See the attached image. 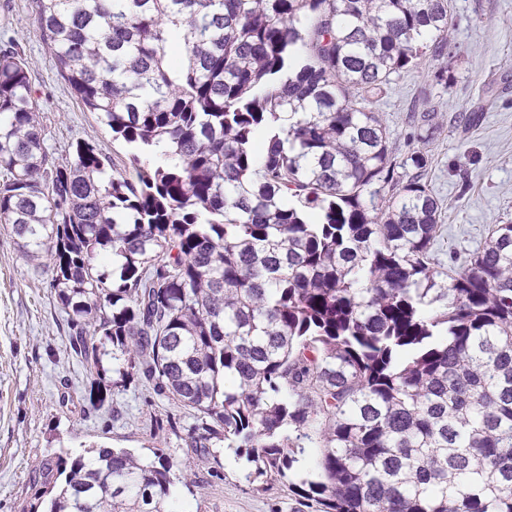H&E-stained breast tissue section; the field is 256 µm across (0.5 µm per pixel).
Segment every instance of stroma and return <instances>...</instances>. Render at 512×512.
Listing matches in <instances>:
<instances>
[{"mask_svg":"<svg viewBox=\"0 0 512 512\" xmlns=\"http://www.w3.org/2000/svg\"><path fill=\"white\" fill-rule=\"evenodd\" d=\"M451 55L426 57L396 75L374 109L391 133L396 157L420 147L415 119L436 115L426 144L432 164L424 178L442 207L433 248L436 263L466 259L482 246L493 224L512 219V0H449ZM27 57L34 98L43 112L48 143L58 160L76 141L97 144L116 164L126 151L96 115L84 111L52 62L35 21L33 0H0V48L7 42ZM455 76L437 83L440 66ZM476 122H466V115ZM48 257L28 260L0 231V512H21L42 487L40 463L60 451L91 445L156 448L186 457L182 433H158L156 416L176 408L151 386L106 393L103 405L88 401L83 365L71 354L66 316L49 288ZM318 449H306L287 479L258 489L246 460L220 448L219 463L199 467L196 483L181 493L184 512H317L300 504L294 483L317 474Z\"/></svg>","mask_w":512,"mask_h":512,"instance_id":"stroma-1","label":"stroma"}]
</instances>
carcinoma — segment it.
Here are the masks:
<instances>
[{
    "mask_svg": "<svg viewBox=\"0 0 512 512\" xmlns=\"http://www.w3.org/2000/svg\"><path fill=\"white\" fill-rule=\"evenodd\" d=\"M112 139L59 161L30 65L0 50V226L52 264L90 383L145 380L196 456L42 462L23 512H181L224 443L320 512H512V221L458 270L422 150L372 109L449 42L448 0H35ZM289 112L297 119L281 123ZM108 259L111 270L99 268Z\"/></svg>",
    "mask_w": 512,
    "mask_h": 512,
    "instance_id": "obj_1",
    "label": "carcinoma"
}]
</instances>
